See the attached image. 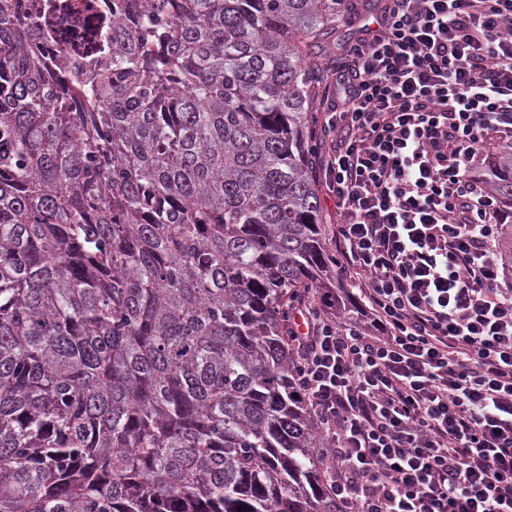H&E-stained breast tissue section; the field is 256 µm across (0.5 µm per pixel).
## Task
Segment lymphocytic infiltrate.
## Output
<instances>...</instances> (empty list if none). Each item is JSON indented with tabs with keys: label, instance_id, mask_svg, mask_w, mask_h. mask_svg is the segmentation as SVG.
Instances as JSON below:
<instances>
[{
	"label": "lymphocytic infiltrate",
	"instance_id": "1",
	"mask_svg": "<svg viewBox=\"0 0 512 512\" xmlns=\"http://www.w3.org/2000/svg\"><path fill=\"white\" fill-rule=\"evenodd\" d=\"M325 101L336 252L374 318L301 311L338 512H512V281L482 166L512 131V0H383Z\"/></svg>",
	"mask_w": 512,
	"mask_h": 512
}]
</instances>
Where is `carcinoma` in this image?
Instances as JSON below:
<instances>
[{"instance_id": "carcinoma-1", "label": "carcinoma", "mask_w": 512, "mask_h": 512, "mask_svg": "<svg viewBox=\"0 0 512 512\" xmlns=\"http://www.w3.org/2000/svg\"><path fill=\"white\" fill-rule=\"evenodd\" d=\"M113 4L70 45L60 0H0V512H336L288 321L340 306L312 109L344 0ZM489 181L511 211L512 139Z\"/></svg>"}]
</instances>
